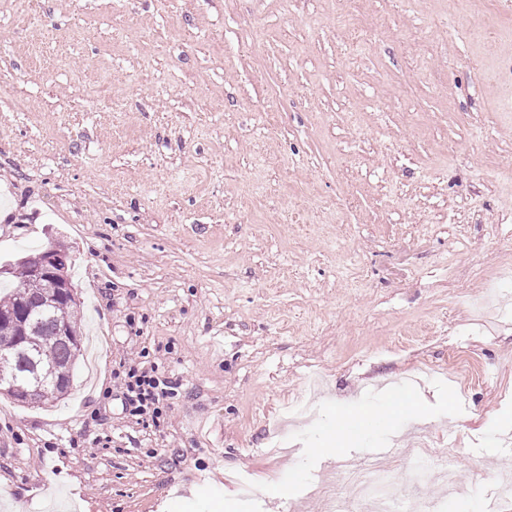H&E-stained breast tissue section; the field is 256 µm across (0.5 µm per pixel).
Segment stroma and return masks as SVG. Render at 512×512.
<instances>
[{
	"label": "stroma",
	"mask_w": 512,
	"mask_h": 512,
	"mask_svg": "<svg viewBox=\"0 0 512 512\" xmlns=\"http://www.w3.org/2000/svg\"><path fill=\"white\" fill-rule=\"evenodd\" d=\"M509 166L505 0H0V265L72 252L87 334L71 396L0 398V512H325L319 449L393 379L416 411L348 448L512 512ZM140 364L136 358L120 359L119 367L124 374L121 378L123 394L131 407L132 415L158 418L167 407L165 401L174 382L157 376L155 366L148 370L139 368Z\"/></svg>",
	"instance_id": "obj_1"
}]
</instances>
